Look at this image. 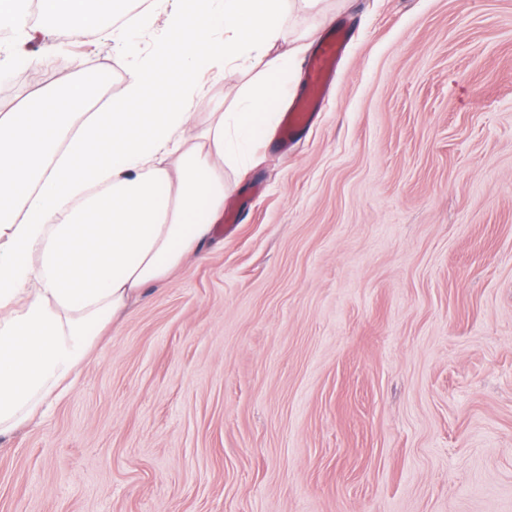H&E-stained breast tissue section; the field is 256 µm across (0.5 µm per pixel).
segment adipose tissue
Masks as SVG:
<instances>
[{
	"mask_svg": "<svg viewBox=\"0 0 512 512\" xmlns=\"http://www.w3.org/2000/svg\"><path fill=\"white\" fill-rule=\"evenodd\" d=\"M89 0H41L64 35L103 27ZM289 0H195L136 55L110 110L85 71L0 113V437L42 417L74 384L94 341L203 247L224 214L225 160L265 140L291 90L275 52ZM254 60L233 111L199 116L212 80Z\"/></svg>",
	"mask_w": 512,
	"mask_h": 512,
	"instance_id": "ef3b65f1",
	"label": "adipose tissue"
}]
</instances>
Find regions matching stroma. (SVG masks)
Listing matches in <instances>:
<instances>
[{
    "label": "stroma",
    "instance_id": "stroma-1",
    "mask_svg": "<svg viewBox=\"0 0 512 512\" xmlns=\"http://www.w3.org/2000/svg\"><path fill=\"white\" fill-rule=\"evenodd\" d=\"M336 25L314 119L226 167L233 230L0 440V512H512V0L295 8L297 96ZM6 53L85 63L104 101L131 63L108 24Z\"/></svg>",
    "mask_w": 512,
    "mask_h": 512
}]
</instances>
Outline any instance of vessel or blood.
<instances>
[{"instance_id": "1", "label": "vessel or blood", "mask_w": 512, "mask_h": 512, "mask_svg": "<svg viewBox=\"0 0 512 512\" xmlns=\"http://www.w3.org/2000/svg\"><path fill=\"white\" fill-rule=\"evenodd\" d=\"M346 42L343 31H333L319 44L309 59V92L305 99L296 102L286 113L280 130L283 142H290L296 132L308 123L312 112L320 105L325 90L336 75Z\"/></svg>"}]
</instances>
